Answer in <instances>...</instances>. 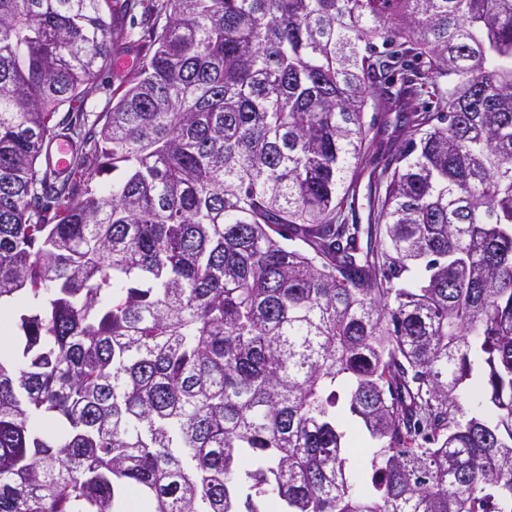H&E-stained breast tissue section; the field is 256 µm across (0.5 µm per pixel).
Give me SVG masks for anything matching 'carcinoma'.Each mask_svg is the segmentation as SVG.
<instances>
[{
    "label": "carcinoma",
    "instance_id": "1",
    "mask_svg": "<svg viewBox=\"0 0 512 512\" xmlns=\"http://www.w3.org/2000/svg\"><path fill=\"white\" fill-rule=\"evenodd\" d=\"M137 7L0 0V512H512V0ZM131 39L134 46L129 51L112 55V60L104 72L97 78L94 88L86 102V112L89 115V125L97 118L107 112L116 101L121 90L126 83L133 77L136 69V56L138 53L145 54L148 49V43L143 38L142 29L138 24L131 29ZM128 57L132 63L128 66L119 65L118 61L123 57ZM112 97L114 99H112Z\"/></svg>",
    "mask_w": 512,
    "mask_h": 512
}]
</instances>
